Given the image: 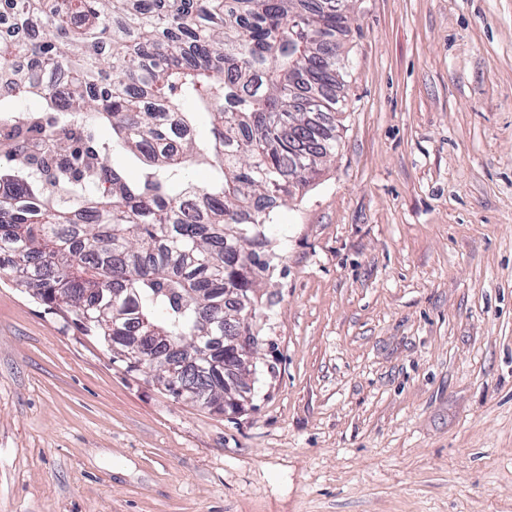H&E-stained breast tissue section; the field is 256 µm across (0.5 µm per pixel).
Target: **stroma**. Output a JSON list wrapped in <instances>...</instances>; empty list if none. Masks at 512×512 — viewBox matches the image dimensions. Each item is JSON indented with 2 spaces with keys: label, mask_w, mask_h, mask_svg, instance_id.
<instances>
[{
  "label": "stroma",
  "mask_w": 512,
  "mask_h": 512,
  "mask_svg": "<svg viewBox=\"0 0 512 512\" xmlns=\"http://www.w3.org/2000/svg\"><path fill=\"white\" fill-rule=\"evenodd\" d=\"M343 50L246 411L0 273V512H512V0H350Z\"/></svg>",
  "instance_id": "stroma-1"
}]
</instances>
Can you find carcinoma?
I'll list each match as a JSON object with an SVG mask.
<instances>
[{
    "label": "carcinoma",
    "instance_id": "cac0c4a2",
    "mask_svg": "<svg viewBox=\"0 0 512 512\" xmlns=\"http://www.w3.org/2000/svg\"><path fill=\"white\" fill-rule=\"evenodd\" d=\"M9 2L0 122L52 134L40 159L0 136V267L111 346L165 349L224 413L220 337L238 297L258 305L277 201L336 150L346 19L328 0ZM202 334L219 337L204 370L178 351Z\"/></svg>",
    "mask_w": 512,
    "mask_h": 512
}]
</instances>
